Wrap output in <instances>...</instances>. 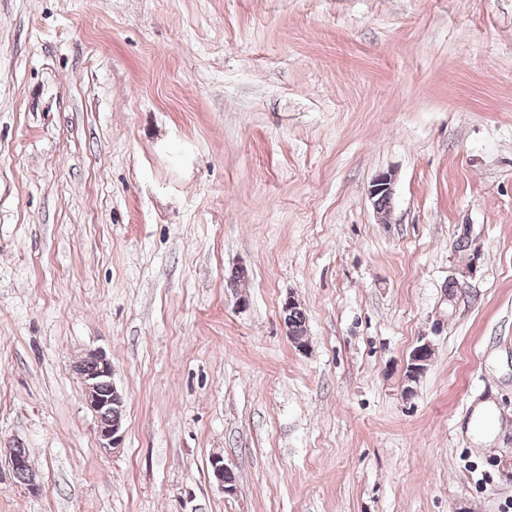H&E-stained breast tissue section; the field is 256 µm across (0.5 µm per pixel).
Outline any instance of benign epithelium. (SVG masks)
I'll return each instance as SVG.
<instances>
[{"label": "benign epithelium", "mask_w": 512, "mask_h": 512, "mask_svg": "<svg viewBox=\"0 0 512 512\" xmlns=\"http://www.w3.org/2000/svg\"><path fill=\"white\" fill-rule=\"evenodd\" d=\"M375 210L388 215L391 206H381L382 200L393 199V178L389 173L382 172L374 177L368 189ZM432 347L424 342L411 352L405 368L406 392L413 391L412 383L426 371L431 360ZM74 372L83 388L84 403L92 414L96 427L99 448L110 453L121 447L124 438L123 419L113 416V409L124 405L123 395L112 381V361L100 350L87 352L74 366ZM8 465L14 477L21 479L28 489H37L36 474L29 463L28 456L20 451L9 455ZM229 471L224 458L215 456L211 460L213 481L226 494L234 492L235 487L224 479Z\"/></svg>", "instance_id": "obj_1"}]
</instances>
